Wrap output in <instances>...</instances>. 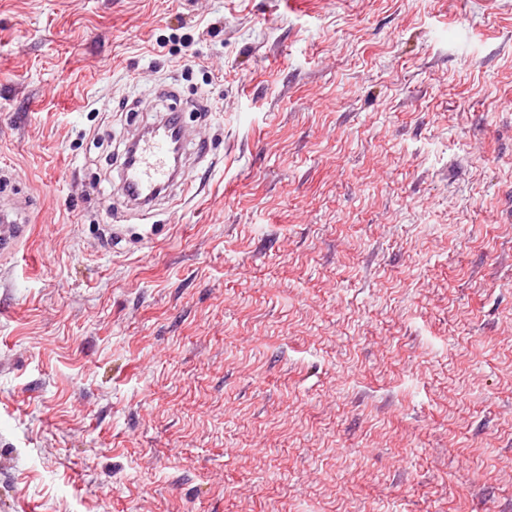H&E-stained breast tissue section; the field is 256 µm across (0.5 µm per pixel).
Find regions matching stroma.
Listing matches in <instances>:
<instances>
[{
  "label": "stroma",
  "instance_id": "obj_1",
  "mask_svg": "<svg viewBox=\"0 0 512 512\" xmlns=\"http://www.w3.org/2000/svg\"><path fill=\"white\" fill-rule=\"evenodd\" d=\"M0 171V512H512V0H0ZM133 140L123 153L119 193L141 208L137 211L141 216H148L150 204L174 184L176 171L182 166L178 160L192 154L190 146L195 139L180 112H167ZM23 206L7 200L1 193L0 205V252L15 255L26 237L28 228L20 224L18 217Z\"/></svg>",
  "mask_w": 512,
  "mask_h": 512
}]
</instances>
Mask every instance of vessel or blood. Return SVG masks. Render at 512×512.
I'll list each match as a JSON object with an SVG mask.
<instances>
[{
    "label": "vessel or blood",
    "instance_id": "vessel-or-blood-1",
    "mask_svg": "<svg viewBox=\"0 0 512 512\" xmlns=\"http://www.w3.org/2000/svg\"><path fill=\"white\" fill-rule=\"evenodd\" d=\"M196 155L205 159V145L195 144L191 128L181 113H165L126 148L120 170V191L125 200L141 210L171 187L180 158ZM22 208L10 200L0 201V252L16 254L28 228L20 224Z\"/></svg>",
    "mask_w": 512,
    "mask_h": 512
}]
</instances>
